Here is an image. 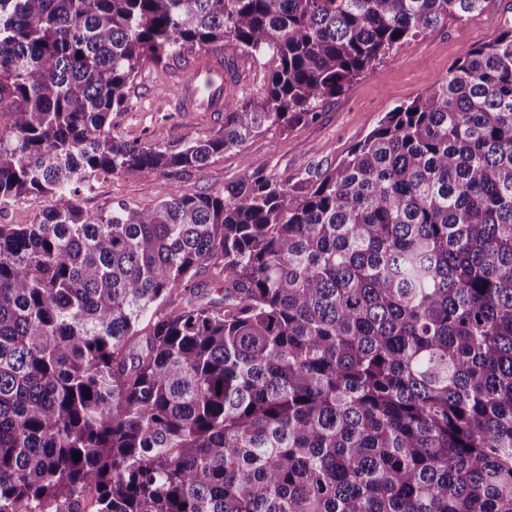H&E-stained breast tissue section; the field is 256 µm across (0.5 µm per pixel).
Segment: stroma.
<instances>
[{"label": "stroma", "instance_id": "1", "mask_svg": "<svg viewBox=\"0 0 512 512\" xmlns=\"http://www.w3.org/2000/svg\"><path fill=\"white\" fill-rule=\"evenodd\" d=\"M508 24L512 25V0H484L472 16L449 19L447 26L425 30L394 50L375 70L320 104L314 121L271 127L241 147L214 156L200 169L100 177L92 190L79 194V205L88 213L118 205L150 210L166 199L223 190L257 165L275 181L291 186L303 182L334 168L387 112L441 81L465 48L495 41ZM183 68L180 60L145 65L127 89L126 109L112 115L113 136L145 142L160 131L169 145L177 147L223 125L220 112L173 111L171 74Z\"/></svg>", "mask_w": 512, "mask_h": 512}]
</instances>
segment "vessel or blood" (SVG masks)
I'll return each instance as SVG.
<instances>
[{"label": "vessel or blood", "mask_w": 512, "mask_h": 512, "mask_svg": "<svg viewBox=\"0 0 512 512\" xmlns=\"http://www.w3.org/2000/svg\"><path fill=\"white\" fill-rule=\"evenodd\" d=\"M248 79V73L240 67L225 68L221 54H203L195 63L193 79L177 83V109L181 112L223 111L227 87Z\"/></svg>", "instance_id": "b4317fda"}]
</instances>
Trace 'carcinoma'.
<instances>
[{
	"instance_id": "carcinoma-1",
	"label": "carcinoma",
	"mask_w": 512,
	"mask_h": 512,
	"mask_svg": "<svg viewBox=\"0 0 512 512\" xmlns=\"http://www.w3.org/2000/svg\"><path fill=\"white\" fill-rule=\"evenodd\" d=\"M483 2L0 0V203L54 199L0 224V512H512V26L306 192L77 204L312 121ZM216 44L275 63L224 125L112 136L144 64ZM53 204L50 194L32 195L0 204V224H33Z\"/></svg>"
}]
</instances>
